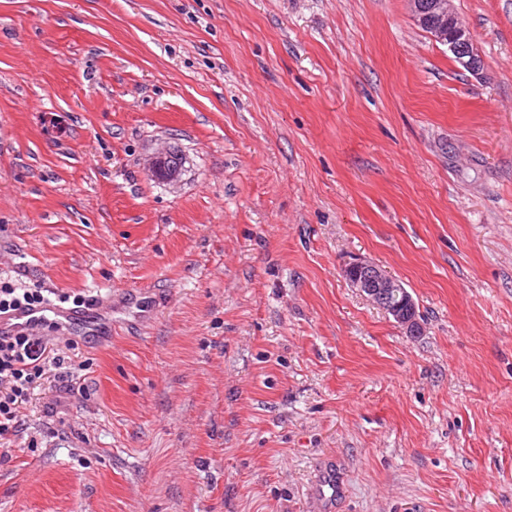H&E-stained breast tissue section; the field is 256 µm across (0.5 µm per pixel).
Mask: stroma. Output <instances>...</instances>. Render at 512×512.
I'll return each instance as SVG.
<instances>
[{"mask_svg": "<svg viewBox=\"0 0 512 512\" xmlns=\"http://www.w3.org/2000/svg\"><path fill=\"white\" fill-rule=\"evenodd\" d=\"M452 6L480 75L408 0H0V284L122 304L0 512H512V0ZM346 280L367 300L391 316L409 336L423 330L416 303L402 282L390 277L378 266L364 259H355L344 267Z\"/></svg>", "mask_w": 512, "mask_h": 512, "instance_id": "1", "label": "stroma"}]
</instances>
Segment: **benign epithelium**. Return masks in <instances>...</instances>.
Returning a JSON list of instances; mask_svg holds the SVG:
<instances>
[{
	"label": "benign epithelium",
	"instance_id": "7a95c632",
	"mask_svg": "<svg viewBox=\"0 0 512 512\" xmlns=\"http://www.w3.org/2000/svg\"><path fill=\"white\" fill-rule=\"evenodd\" d=\"M414 20L437 42L448 46L457 66L474 74L482 69V60L471 32L462 26L451 0H409ZM346 280L367 300L391 316L409 336L423 330L416 303L402 282L390 277L378 266L356 259L343 270Z\"/></svg>",
	"mask_w": 512,
	"mask_h": 512
}]
</instances>
